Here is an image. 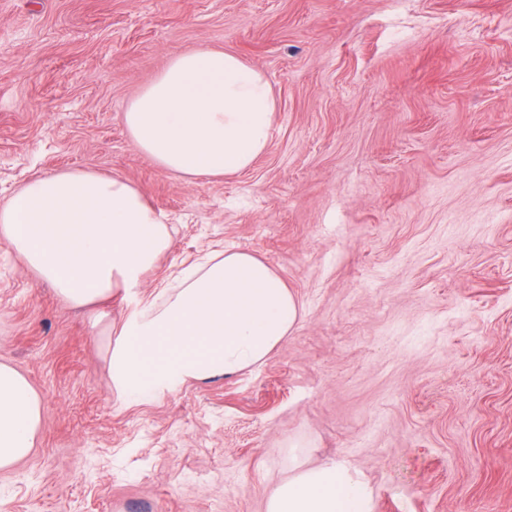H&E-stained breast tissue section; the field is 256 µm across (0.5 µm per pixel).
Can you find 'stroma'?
<instances>
[{"mask_svg":"<svg viewBox=\"0 0 512 512\" xmlns=\"http://www.w3.org/2000/svg\"><path fill=\"white\" fill-rule=\"evenodd\" d=\"M261 69L270 147L187 183L123 112L177 53ZM82 169L172 243L137 299L64 306L0 246V361L41 402L0 512H265L343 461L375 512H512V0H0V202ZM244 250L302 305L263 364L121 403L105 350L137 300Z\"/></svg>","mask_w":512,"mask_h":512,"instance_id":"stroma-1","label":"stroma"}]
</instances>
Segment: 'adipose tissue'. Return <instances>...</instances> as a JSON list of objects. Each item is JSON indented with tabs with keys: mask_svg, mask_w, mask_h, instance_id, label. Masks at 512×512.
I'll return each instance as SVG.
<instances>
[{
	"mask_svg": "<svg viewBox=\"0 0 512 512\" xmlns=\"http://www.w3.org/2000/svg\"><path fill=\"white\" fill-rule=\"evenodd\" d=\"M275 112L262 70L203 46L172 57L123 118L138 152L193 183L249 170L269 147ZM0 243L61 303L84 308L113 289L140 287L171 233L165 215L126 180L73 170L30 179L0 205ZM302 313L264 261L243 251L211 253L123 324L108 349L112 382L123 403L136 404L190 381L240 374L283 343ZM39 426L34 389L0 363V468L29 455ZM265 512H374V501L358 472L335 461L289 475Z\"/></svg>",
	"mask_w": 512,
	"mask_h": 512,
	"instance_id": "ef3b65f1",
	"label": "adipose tissue"
}]
</instances>
